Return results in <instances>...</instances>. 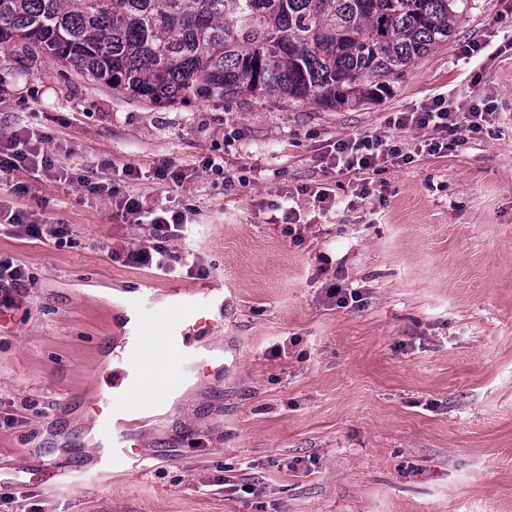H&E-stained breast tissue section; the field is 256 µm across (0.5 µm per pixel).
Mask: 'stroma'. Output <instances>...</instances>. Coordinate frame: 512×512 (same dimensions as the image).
<instances>
[{"label":"stroma","mask_w":512,"mask_h":512,"mask_svg":"<svg viewBox=\"0 0 512 512\" xmlns=\"http://www.w3.org/2000/svg\"><path fill=\"white\" fill-rule=\"evenodd\" d=\"M485 42L479 54L462 43ZM487 105L489 123L442 153L408 133L412 163L369 176L326 172L336 141L385 130L390 113L435 95ZM237 128L241 140L227 142ZM46 134L68 181L24 170L0 183V211L62 222L68 240L0 231V256L30 275L0 319V512H512V0H472L447 42L392 79L379 100L315 104L228 99L154 107L51 58L0 49V136ZM245 171L228 190L205 158ZM184 170L158 182L156 163ZM134 177H126V170ZM192 209L175 250L195 272L162 276L112 259L105 243L144 242L111 197L79 181ZM29 195L13 193L14 183ZM326 184L319 210L302 186ZM294 210L297 235L272 222ZM149 285L206 305L224 291V323L206 357L223 375L187 376L165 410L130 413L149 473L99 462L91 403L125 409L121 327L131 291ZM356 289L339 307L328 291ZM60 476L32 482L47 465Z\"/></svg>","instance_id":"1"}]
</instances>
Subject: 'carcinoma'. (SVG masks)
I'll list each match as a JSON object with an SVG mask.
<instances>
[{"instance_id":"1","label":"carcinoma","mask_w":512,"mask_h":512,"mask_svg":"<svg viewBox=\"0 0 512 512\" xmlns=\"http://www.w3.org/2000/svg\"><path fill=\"white\" fill-rule=\"evenodd\" d=\"M463 0H0L18 44L152 106L365 105L448 41Z\"/></svg>"}]
</instances>
